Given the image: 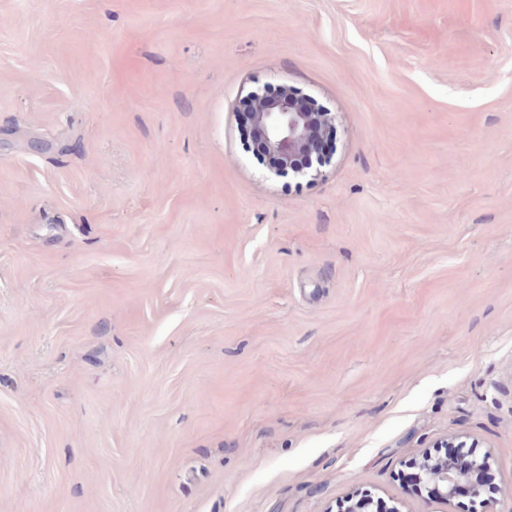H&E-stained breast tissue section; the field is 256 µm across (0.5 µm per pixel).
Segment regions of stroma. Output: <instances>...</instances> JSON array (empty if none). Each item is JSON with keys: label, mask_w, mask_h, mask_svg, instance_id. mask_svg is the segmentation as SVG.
I'll return each mask as SVG.
<instances>
[{"label": "stroma", "mask_w": 512, "mask_h": 512, "mask_svg": "<svg viewBox=\"0 0 512 512\" xmlns=\"http://www.w3.org/2000/svg\"><path fill=\"white\" fill-rule=\"evenodd\" d=\"M450 436L512 512V0H0V512H438ZM296 91L285 88L273 98L253 92L245 100L249 105V134L276 161L275 174H292L315 178L313 155L319 151L322 131L333 126L329 112L302 108ZM377 500L371 493L354 492L349 495L338 507L336 512H377Z\"/></svg>", "instance_id": "35a3bbf8"}]
</instances>
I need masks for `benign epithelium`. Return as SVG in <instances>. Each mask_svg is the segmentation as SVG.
<instances>
[{
    "label": "benign epithelium",
    "mask_w": 512,
    "mask_h": 512,
    "mask_svg": "<svg viewBox=\"0 0 512 512\" xmlns=\"http://www.w3.org/2000/svg\"><path fill=\"white\" fill-rule=\"evenodd\" d=\"M297 101L291 88L273 98L258 92L250 94L246 99L249 134L275 159V173L315 178L320 170L313 168V155L319 151L322 131L332 128L334 117L329 112L302 108ZM487 465L488 458L475 455L448 461L423 454L417 461V481L444 505L464 494L475 502L482 495L475 474ZM336 512H378V503L368 492H354Z\"/></svg>",
    "instance_id": "1"
}]
</instances>
